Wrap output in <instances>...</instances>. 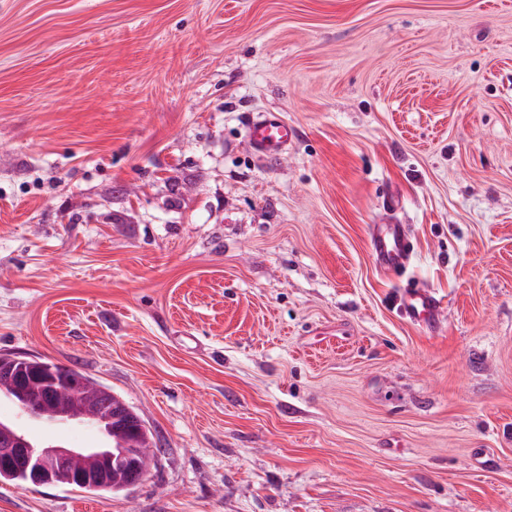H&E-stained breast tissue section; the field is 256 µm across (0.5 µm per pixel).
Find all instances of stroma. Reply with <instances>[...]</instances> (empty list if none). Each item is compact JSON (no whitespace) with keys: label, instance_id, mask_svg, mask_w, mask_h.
Returning <instances> with one entry per match:
<instances>
[{"label":"stroma","instance_id":"stroma-1","mask_svg":"<svg viewBox=\"0 0 512 512\" xmlns=\"http://www.w3.org/2000/svg\"><path fill=\"white\" fill-rule=\"evenodd\" d=\"M1 354L161 451L0 512H512V0H0ZM293 128L275 112L263 114L247 126V139L253 151L262 158H276L288 147ZM370 247L376 265L384 270L403 268L412 254L411 236L406 224H373ZM400 314L418 324L428 333H434L440 322V302L428 288H403L396 295Z\"/></svg>","mask_w":512,"mask_h":512}]
</instances>
